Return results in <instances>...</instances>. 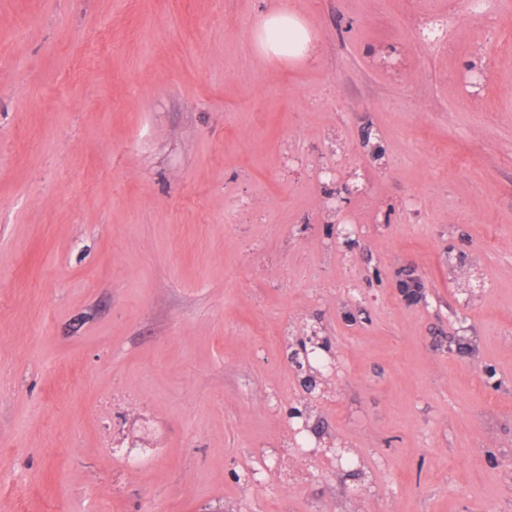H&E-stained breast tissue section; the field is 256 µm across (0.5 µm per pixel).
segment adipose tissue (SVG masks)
I'll use <instances>...</instances> for the list:
<instances>
[{
  "label": "adipose tissue",
  "instance_id": "obj_1",
  "mask_svg": "<svg viewBox=\"0 0 512 512\" xmlns=\"http://www.w3.org/2000/svg\"><path fill=\"white\" fill-rule=\"evenodd\" d=\"M251 44L265 58L290 62L314 61L319 52L318 40L307 21L285 2L258 18Z\"/></svg>",
  "mask_w": 512,
  "mask_h": 512
}]
</instances>
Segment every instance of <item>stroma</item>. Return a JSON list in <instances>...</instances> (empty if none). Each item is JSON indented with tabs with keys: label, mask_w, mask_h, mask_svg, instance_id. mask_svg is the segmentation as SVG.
Wrapping results in <instances>:
<instances>
[{
	"label": "stroma",
	"mask_w": 512,
	"mask_h": 512,
	"mask_svg": "<svg viewBox=\"0 0 512 512\" xmlns=\"http://www.w3.org/2000/svg\"><path fill=\"white\" fill-rule=\"evenodd\" d=\"M274 2L0 0V512H512V0ZM253 50L267 58L311 62L318 56V40L307 21L288 4L261 15L251 32ZM302 340L300 343H298ZM323 345V341L319 336H305L300 338L295 347L292 350L298 352V354H293V364L296 370H299V363L303 365V369L305 372H311L315 375L319 380L327 381L328 379L335 378L338 373V361L337 358L331 354L332 358L336 359V368L333 364H330L326 367L315 366L310 362L309 355L317 348H320ZM292 350L290 352H292Z\"/></svg>",
	"instance_id": "stroma-1"
}]
</instances>
